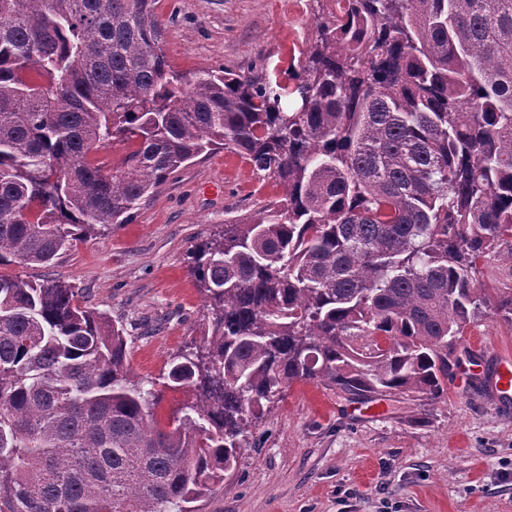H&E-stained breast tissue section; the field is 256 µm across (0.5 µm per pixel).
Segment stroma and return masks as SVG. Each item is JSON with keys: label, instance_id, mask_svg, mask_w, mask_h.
<instances>
[{"label": "stroma", "instance_id": "obj_1", "mask_svg": "<svg viewBox=\"0 0 512 512\" xmlns=\"http://www.w3.org/2000/svg\"><path fill=\"white\" fill-rule=\"evenodd\" d=\"M314 0H157L162 48L178 70L224 67L282 79L298 71L315 31ZM283 188L220 150L181 168L123 224L46 267L8 265L24 279L61 277L88 307L126 330L131 371L160 388L170 360L195 349L208 321L187 253ZM512 325L467 327L445 398L351 401L309 382L252 425L235 471L196 512H512V391L496 385Z\"/></svg>", "mask_w": 512, "mask_h": 512}]
</instances>
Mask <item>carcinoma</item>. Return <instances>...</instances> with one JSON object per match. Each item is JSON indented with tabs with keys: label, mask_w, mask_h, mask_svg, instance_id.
Returning a JSON list of instances; mask_svg holds the SVG:
<instances>
[{
	"label": "carcinoma",
	"mask_w": 512,
	"mask_h": 512,
	"mask_svg": "<svg viewBox=\"0 0 512 512\" xmlns=\"http://www.w3.org/2000/svg\"><path fill=\"white\" fill-rule=\"evenodd\" d=\"M317 3L292 86L174 69L155 0H0V267L131 223L217 149L285 189L189 250L211 319L152 393L189 395L165 427L123 327L0 274V512H192L293 383L434 402L465 329L512 324L479 280L512 260V0Z\"/></svg>",
	"instance_id": "1"
}]
</instances>
